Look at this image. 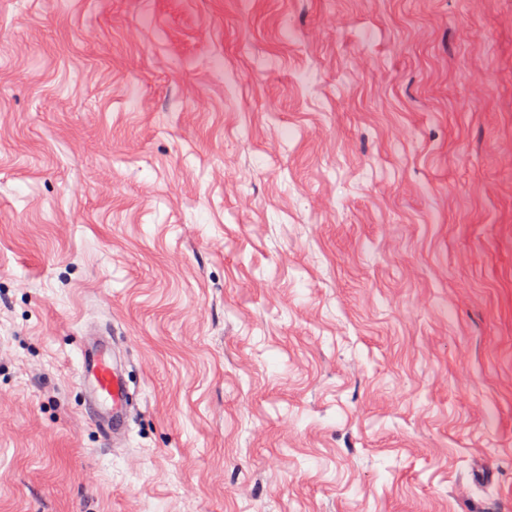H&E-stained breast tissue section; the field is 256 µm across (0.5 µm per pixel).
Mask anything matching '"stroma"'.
Masks as SVG:
<instances>
[{"label": "stroma", "mask_w": 512, "mask_h": 512, "mask_svg": "<svg viewBox=\"0 0 512 512\" xmlns=\"http://www.w3.org/2000/svg\"><path fill=\"white\" fill-rule=\"evenodd\" d=\"M510 153L512 0H0V512H512ZM80 344L79 377L85 393L98 409L94 423L112 442L125 437L134 405L118 361L123 358L120 336L108 330L84 334Z\"/></svg>", "instance_id": "obj_1"}]
</instances>
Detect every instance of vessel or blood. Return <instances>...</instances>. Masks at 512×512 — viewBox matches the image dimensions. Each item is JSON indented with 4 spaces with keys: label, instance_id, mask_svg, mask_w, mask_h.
<instances>
[{
    "label": "vessel or blood",
    "instance_id": "1",
    "mask_svg": "<svg viewBox=\"0 0 512 512\" xmlns=\"http://www.w3.org/2000/svg\"><path fill=\"white\" fill-rule=\"evenodd\" d=\"M123 357L120 337L106 330L86 333L80 344L79 377L98 413V428L113 442L125 437L134 399L119 363Z\"/></svg>",
    "mask_w": 512,
    "mask_h": 512
}]
</instances>
